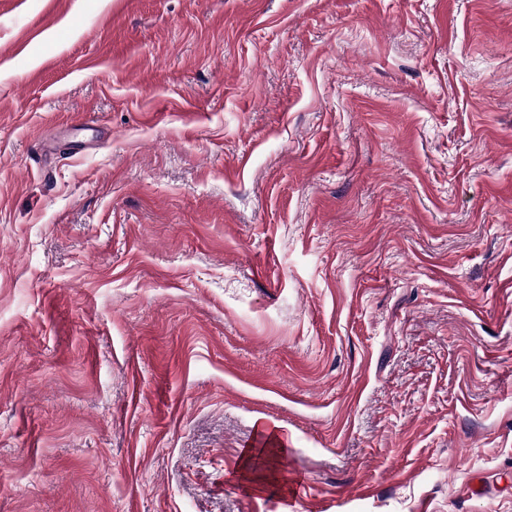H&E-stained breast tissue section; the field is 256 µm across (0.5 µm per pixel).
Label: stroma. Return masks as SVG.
<instances>
[{
	"label": "stroma",
	"mask_w": 512,
	"mask_h": 512,
	"mask_svg": "<svg viewBox=\"0 0 512 512\" xmlns=\"http://www.w3.org/2000/svg\"><path fill=\"white\" fill-rule=\"evenodd\" d=\"M0 512H512V0H0Z\"/></svg>",
	"instance_id": "obj_1"
}]
</instances>
